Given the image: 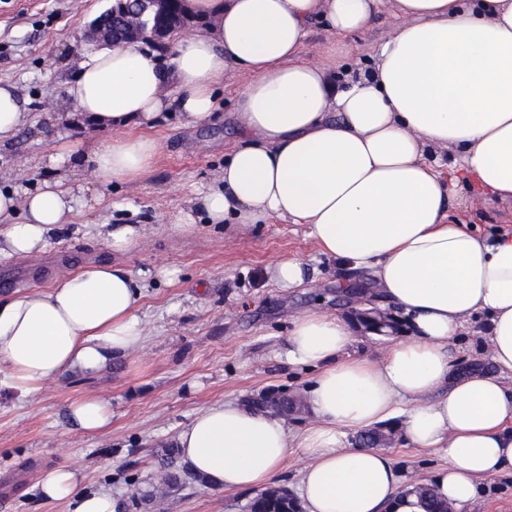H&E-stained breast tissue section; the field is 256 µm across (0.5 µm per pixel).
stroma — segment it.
Returning <instances> with one entry per match:
<instances>
[{
	"label": "stroma",
	"instance_id": "35a3bbf8",
	"mask_svg": "<svg viewBox=\"0 0 512 512\" xmlns=\"http://www.w3.org/2000/svg\"><path fill=\"white\" fill-rule=\"evenodd\" d=\"M107 6L108 0H0V82L14 87L28 112L12 141L0 146L1 188L14 186L22 169L33 182L51 177L43 159L60 131H69L80 151L112 138V130L77 120L65 93L87 51L80 36ZM402 23L393 0H385L376 21L347 48L328 55L332 37L318 23L301 55L350 78L375 67L377 47ZM249 80L240 69L225 71L210 123L187 126L173 113L144 127L143 135L160 146L153 168L136 181L112 182L101 204L75 216L82 233L54 239L39 255L0 259V280L30 290L84 262L109 259L97 225H141V237L120 262L144 287L139 315L148 333L143 347L111 369L49 383L36 401L0 391V512H66L35 489L39 473L57 465L79 471L88 487L111 488L122 512H147L144 496L163 450L196 411L268 392L305 394L313 371L285 357L293 319L315 307L345 319L349 309L337 305V296L363 301L375 293L371 276L329 259L305 225L272 217L227 228L208 224L197 209V198L223 176L225 159L246 141L234 101ZM427 157L452 190V218L481 230L512 226V202L483 194L457 151L432 147ZM189 218L193 232L176 231ZM284 258L308 266L304 286L288 291L271 280L270 266ZM159 267L178 269L177 279H158ZM84 396L111 402L110 432L71 429L67 406ZM388 454L410 480H428L448 464L442 449L405 441ZM249 497L190 482L164 498L163 512H242Z\"/></svg>",
	"mask_w": 512,
	"mask_h": 512
}]
</instances>
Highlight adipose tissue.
I'll return each mask as SVG.
<instances>
[{
  "label": "adipose tissue",
  "mask_w": 512,
  "mask_h": 512,
  "mask_svg": "<svg viewBox=\"0 0 512 512\" xmlns=\"http://www.w3.org/2000/svg\"><path fill=\"white\" fill-rule=\"evenodd\" d=\"M382 4L189 0L208 27L175 35L165 58L138 45L85 55L66 96L81 118L115 135L82 154L59 137L47 164L88 168L101 186L141 178L159 145L132 127L172 107L186 122L207 121L225 71L251 74L235 103L248 141L225 161L223 184L200 198V211L212 224L276 216L306 225L323 253L372 271L408 336L380 361L350 358L345 321L303 312L286 357L316 371L312 423L292 433L274 413L218 402L178 433L181 459L211 487L244 490L272 482L296 448L306 512H420L385 451L343 442L346 431L399 415L411 445L445 449L448 465L430 483L466 512L481 479L512 475V231L485 235L448 222V188L425 153L459 151L480 189L512 200V0H397L403 25L379 47L373 72L353 80H330L325 66L301 57L315 23L352 37ZM102 198L61 173L0 189V257L44 252L53 230ZM141 297L133 275L104 260L0 298V389L32 401L49 382L111 367L146 339ZM472 325L494 373L452 366L450 346ZM68 414L83 432L112 424L110 403L97 396L70 402ZM38 486L68 512H115L111 490L84 487L69 467L47 471Z\"/></svg>",
  "instance_id": "obj_1"
}]
</instances>
